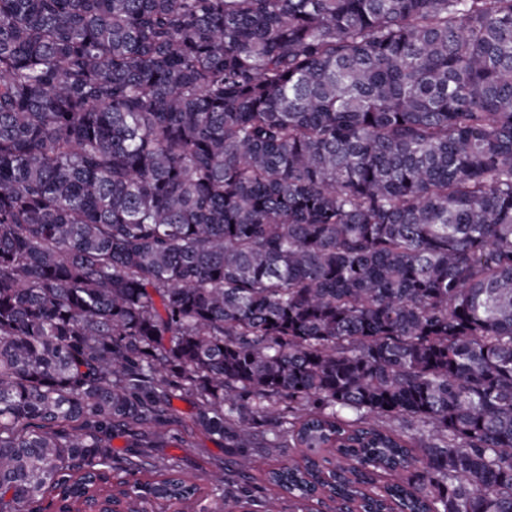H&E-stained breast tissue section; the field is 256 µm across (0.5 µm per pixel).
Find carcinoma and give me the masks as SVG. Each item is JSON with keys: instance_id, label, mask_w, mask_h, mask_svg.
Here are the masks:
<instances>
[{"instance_id": "obj_1", "label": "carcinoma", "mask_w": 512, "mask_h": 512, "mask_svg": "<svg viewBox=\"0 0 512 512\" xmlns=\"http://www.w3.org/2000/svg\"><path fill=\"white\" fill-rule=\"evenodd\" d=\"M232 449L202 487L172 401ZM512 512V0H0V512ZM196 412V402L188 397L174 400L172 416L173 427L182 430L191 424L193 415ZM184 442H166L158 448H127L131 438L127 433L118 432L112 438L113 464L120 466L127 459L134 458L135 450H144L149 458H141L145 462L160 461L162 459L175 458L179 461L182 473L187 479L201 485H208L216 479L228 483L232 481L234 473L231 471L228 449L224 448V442L211 439L199 432L190 436L182 434ZM224 460V470L216 471L207 464L208 459Z\"/></svg>"}]
</instances>
